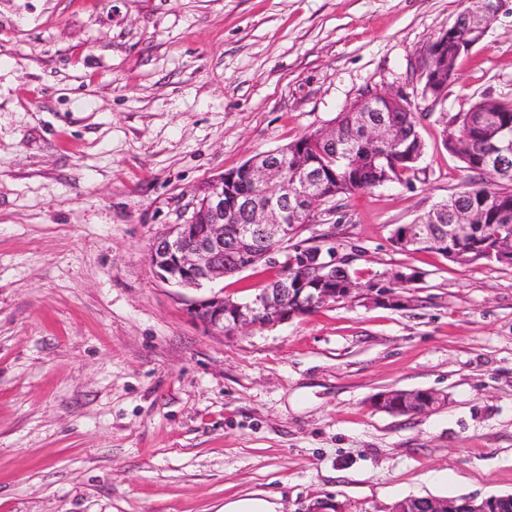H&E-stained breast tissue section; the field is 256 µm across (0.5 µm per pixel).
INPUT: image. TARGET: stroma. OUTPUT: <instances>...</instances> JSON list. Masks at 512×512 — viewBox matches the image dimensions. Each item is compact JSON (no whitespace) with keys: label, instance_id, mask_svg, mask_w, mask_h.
I'll return each mask as SVG.
<instances>
[{"label":"stroma","instance_id":"1","mask_svg":"<svg viewBox=\"0 0 512 512\" xmlns=\"http://www.w3.org/2000/svg\"><path fill=\"white\" fill-rule=\"evenodd\" d=\"M469 0H0V512H389L512 493V266L392 240L463 191L454 115L512 97V0L439 102L417 71ZM393 89L426 151L411 186L356 192L300 238L360 281L411 267L391 307L353 298L230 336L187 306L246 301L262 263L161 282L154 240L251 157ZM436 389V411L374 410ZM446 396L433 389L391 390L376 395L370 405L390 414H423L445 405Z\"/></svg>","mask_w":512,"mask_h":512}]
</instances>
